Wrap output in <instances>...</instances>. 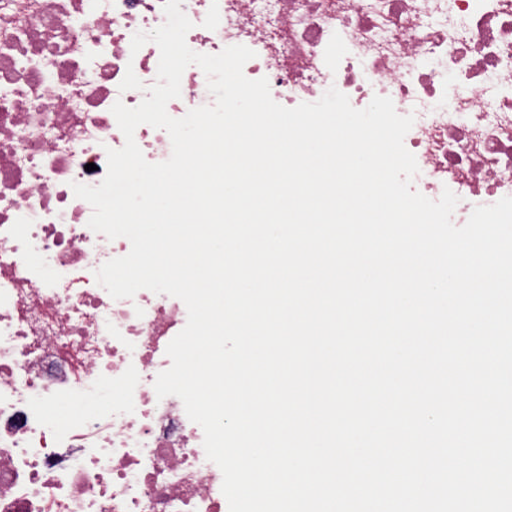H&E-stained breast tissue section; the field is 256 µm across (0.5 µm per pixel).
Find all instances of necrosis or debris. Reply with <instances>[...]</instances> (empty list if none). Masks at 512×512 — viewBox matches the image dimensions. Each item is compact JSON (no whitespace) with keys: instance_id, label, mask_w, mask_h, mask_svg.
Segmentation results:
<instances>
[{"instance_id":"necrosis-or-debris-1","label":"necrosis or debris","mask_w":512,"mask_h":512,"mask_svg":"<svg viewBox=\"0 0 512 512\" xmlns=\"http://www.w3.org/2000/svg\"><path fill=\"white\" fill-rule=\"evenodd\" d=\"M197 53L252 49L243 67L292 108L329 88L414 115L404 144L452 221L512 196V0H182ZM163 0H0V512H225L220 468L179 397L158 398L180 299H113L96 280L127 238L88 226L73 184L99 185L160 51H132ZM142 82L120 91L127 71ZM186 68L171 117L213 104Z\"/></svg>"}]
</instances>
